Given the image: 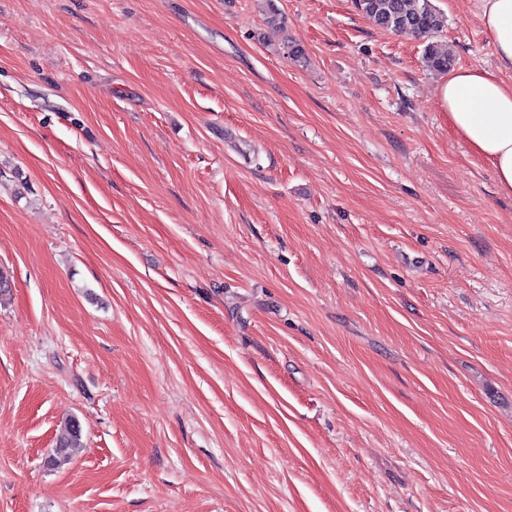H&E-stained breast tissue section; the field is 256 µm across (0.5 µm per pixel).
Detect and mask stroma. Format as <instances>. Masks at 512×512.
Returning <instances> with one entry per match:
<instances>
[{
	"mask_svg": "<svg viewBox=\"0 0 512 512\" xmlns=\"http://www.w3.org/2000/svg\"><path fill=\"white\" fill-rule=\"evenodd\" d=\"M440 80L352 0H0V512H512V196ZM82 446L81 425L75 419L70 420L64 432L57 439L56 447L49 457L48 463L53 467H60L69 461L73 448H81Z\"/></svg>",
	"mask_w": 512,
	"mask_h": 512,
	"instance_id": "1",
	"label": "stroma"
}]
</instances>
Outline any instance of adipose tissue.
Returning <instances> with one entry per match:
<instances>
[{"mask_svg":"<svg viewBox=\"0 0 512 512\" xmlns=\"http://www.w3.org/2000/svg\"><path fill=\"white\" fill-rule=\"evenodd\" d=\"M481 19L499 62L512 67V0H482ZM437 95L455 133L490 164L499 191L512 195V84L473 67L450 72Z\"/></svg>","mask_w":512,"mask_h":512,"instance_id":"adipose-tissue-1","label":"adipose tissue"}]
</instances>
